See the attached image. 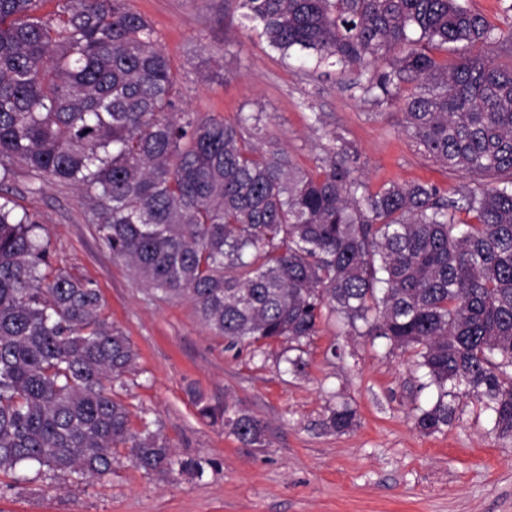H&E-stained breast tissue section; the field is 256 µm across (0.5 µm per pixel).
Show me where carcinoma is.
Wrapping results in <instances>:
<instances>
[{"instance_id":"carcinoma-1","label":"carcinoma","mask_w":512,"mask_h":512,"mask_svg":"<svg viewBox=\"0 0 512 512\" xmlns=\"http://www.w3.org/2000/svg\"><path fill=\"white\" fill-rule=\"evenodd\" d=\"M38 3L0 0V186L23 167L84 192L112 258L190 300L229 348L286 342L276 362L297 375L333 317L347 336L412 353L420 388L436 389L416 416L421 432L451 426L465 395L512 440V66L476 55L448 69L428 54L448 43L512 49V31L460 0H238L282 57L355 68L363 92L400 105L429 158L475 177L456 200L422 183L365 191L336 138L314 170L299 167L254 143L260 112L230 123L181 110L169 57L127 0H59L51 16ZM460 211L476 223H457ZM40 230L0 203V472L101 478L119 446L147 474L203 472L151 423L131 430L113 389L137 353L101 317L92 282L42 272ZM194 402L241 442L265 441L246 409ZM357 421L343 403L322 426L342 434Z\"/></svg>"}]
</instances>
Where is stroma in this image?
I'll use <instances>...</instances> for the list:
<instances>
[{
	"label": "stroma",
	"mask_w": 512,
	"mask_h": 512,
	"mask_svg": "<svg viewBox=\"0 0 512 512\" xmlns=\"http://www.w3.org/2000/svg\"><path fill=\"white\" fill-rule=\"evenodd\" d=\"M153 23L183 87L180 106L235 121L259 112L263 148L314 168L330 137L358 156L370 191L384 184L429 183L458 198L474 185L433 163L409 139L399 105L380 104L338 76L281 58L242 20L233 0H128ZM6 188L16 213L42 224L49 263L92 281L107 321L138 353L117 396L131 426L151 422L180 459H202L203 474H146L118 458L101 479H47L36 469L0 473V512H512V442L498 439L486 415L464 402L458 419L426 435L414 426L430 401L410 353L382 338L341 336L323 322L303 358V374L278 369L266 350L228 351L187 300L168 299L136 280L103 248L87 200L73 186L17 170ZM343 350L331 355L332 345ZM211 405L243 407L267 425L263 446L228 434L198 415L191 393ZM346 401L360 422L324 432L329 405Z\"/></svg>",
	"instance_id": "1"
}]
</instances>
